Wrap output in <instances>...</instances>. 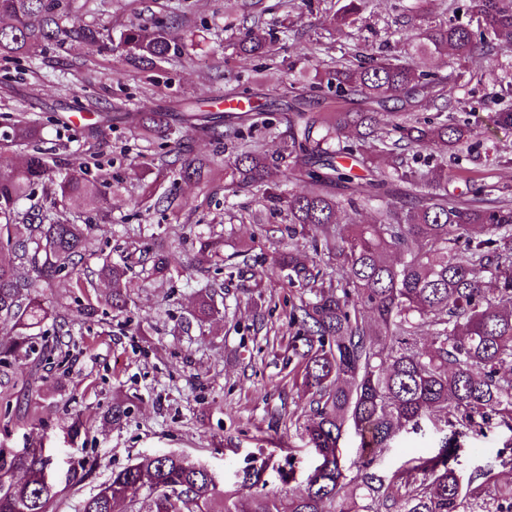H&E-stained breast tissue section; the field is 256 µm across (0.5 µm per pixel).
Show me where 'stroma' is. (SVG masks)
<instances>
[{
    "mask_svg": "<svg viewBox=\"0 0 512 512\" xmlns=\"http://www.w3.org/2000/svg\"><path fill=\"white\" fill-rule=\"evenodd\" d=\"M344 3L75 0L83 23L110 25L116 35L138 20L178 17L184 37L180 63L138 71L125 64L120 48L97 43L52 45L32 60L0 59V115L22 112L39 119L41 149L66 168L96 161L119 187L111 223L100 224L98 215L71 202L58 204L59 219L99 224L93 248L115 260L147 247L151 235L163 236L180 270L163 282H138L125 322L74 324L39 379H32L26 363L15 365L14 396L26 400L27 409L18 411L0 398V445L14 453L41 447L60 467L79 460L90 470L57 512H74L113 473L147 454H182L215 472L228 490L239 487L246 469L261 470L268 489H279L276 468L288 461L296 472L291 488L298 492L317 463L292 418L301 398L287 347L296 332L290 313L298 294L265 274L275 251L291 247L309 256L310 242L284 235L283 211L265 204L261 191L226 186L221 162L234 157L236 142H219L185 127L162 140L131 128L125 113L176 114L190 106L220 126L227 100L284 105L297 94L316 112L338 105L359 112L365 107L361 97L338 102L313 92L314 74L371 56L416 57L426 72L444 79L434 102L418 103L416 114L434 122L451 116L468 121L478 127L481 142L455 158L420 150L419 168L446 161L462 176L456 191H464L471 179L512 200V129L491 122L507 105L498 89L512 82V51L498 49L468 62L461 79L452 58L417 54L419 32L426 22L447 21L453 0H367L356 22L339 26L335 17ZM257 24L272 33L269 52L260 58L237 53L239 38ZM164 150L213 158L220 165L204 186L180 180L165 166L151 174L153 188L145 190L139 163ZM169 194L183 204L178 215L157 202ZM141 224L147 233L132 235ZM206 224L221 225L225 253L247 252V266L183 274L190 253L178 238L194 236ZM212 283L222 287L221 317L182 328L201 289ZM138 322L151 324L150 335H133L130 327ZM116 403L126 410L117 425L106 419ZM76 413L83 426L72 439L66 427ZM440 438L431 427L422 435H402L374 458L371 470L390 477L406 461L437 453ZM454 467L464 478L489 468L501 481H512V431L494 424L484 435L466 439Z\"/></svg>",
    "mask_w": 512,
    "mask_h": 512,
    "instance_id": "1",
    "label": "stroma"
}]
</instances>
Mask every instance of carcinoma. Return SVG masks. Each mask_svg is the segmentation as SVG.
Here are the masks:
<instances>
[{
    "instance_id": "obj_1",
    "label": "carcinoma",
    "mask_w": 512,
    "mask_h": 512,
    "mask_svg": "<svg viewBox=\"0 0 512 512\" xmlns=\"http://www.w3.org/2000/svg\"><path fill=\"white\" fill-rule=\"evenodd\" d=\"M365 0H348L336 24L361 15ZM73 0H0V58H32L51 42L112 44V29L71 19ZM463 22L427 26L418 51L453 55L464 62L498 47L512 49V5L506 0H466ZM166 24H131L120 33L125 62L139 70L165 63L179 50ZM271 34L248 30L240 52L262 54ZM336 93L360 96L374 107L363 112H310L301 98L288 102L284 151L293 170L259 145L241 141L242 127L255 126L266 105L242 112L217 137L236 139L238 150L224 164V177L239 188L266 184V198L286 212L288 237L310 238L336 257L341 279L317 261L291 250L275 252L266 273L300 290L292 306L293 353L300 358L299 386L309 395L301 409L304 432L319 464L315 480L299 494L258 488L259 472H243L240 488L226 491L200 463L179 454L143 455L112 474L76 512H512V482L488 472L468 479L453 463L461 440L483 434L499 421L512 430V201L487 198L473 185L471 199L449 190L455 176L443 164L422 172L404 157L409 147L437 146L450 153L470 147L476 130L446 120L428 125L412 117L415 102L435 98V78L414 62L374 60L328 74ZM138 128L170 132L161 112H137ZM0 150L32 145L18 165L0 169V248L13 260L0 261V387L21 360L38 362L47 340L34 330L56 322V345L64 328L98 314L126 313L132 279L141 274L163 281L173 275L164 241L138 262L102 259L97 276L108 282L107 298H93L84 276L93 256L96 224L65 223L54 217L60 201L75 200L111 223L112 181L89 167L62 169L34 144L36 121L5 116ZM184 182L207 184L215 162L177 156ZM305 183L284 193L289 177ZM49 207L36 218L22 212L37 187ZM379 202L376 218L364 224L359 207ZM352 212L341 224L337 216ZM190 243V270L224 263V236L182 238ZM397 252L400 261L387 259ZM78 291L73 305L48 297L60 279ZM219 314L214 297L201 296L188 322L201 326ZM430 422L451 428L438 453L414 458L386 480L358 459L356 478L346 480L339 443L346 428L360 436V448L376 454L403 431ZM41 448L12 454L0 448V512H52L63 494L85 479L82 464H71L60 479Z\"/></svg>"
}]
</instances>
